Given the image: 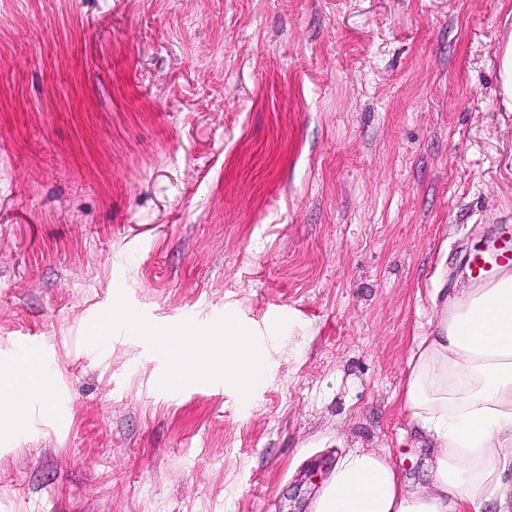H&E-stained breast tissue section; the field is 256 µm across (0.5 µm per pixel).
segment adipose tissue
Here are the masks:
<instances>
[{
	"label": "adipose tissue",
	"mask_w": 512,
	"mask_h": 512,
	"mask_svg": "<svg viewBox=\"0 0 512 512\" xmlns=\"http://www.w3.org/2000/svg\"><path fill=\"white\" fill-rule=\"evenodd\" d=\"M437 316L413 353L403 400L433 441L430 483L412 486L390 457L374 451L341 456L311 512H512V274L451 296L434 290ZM182 358L175 380L211 376L248 398L267 377L255 339L224 315V335L192 330L166 339Z\"/></svg>",
	"instance_id": "ef3b65f1"
}]
</instances>
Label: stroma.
I'll list each match as a JSON object with an SVG mask.
<instances>
[{"instance_id": "1", "label": "stroma", "mask_w": 512, "mask_h": 512, "mask_svg": "<svg viewBox=\"0 0 512 512\" xmlns=\"http://www.w3.org/2000/svg\"><path fill=\"white\" fill-rule=\"evenodd\" d=\"M512 0H0V512H310L337 459L429 484L402 392L436 288L512 221ZM172 334L266 382L159 388ZM165 341L173 355L184 359L181 370L168 381L210 377L216 366L224 364V382L247 399L266 380L267 364L259 355L255 338L237 329L231 312L224 315V341L189 329L179 336H166ZM33 355L30 353L28 347H23L15 351L10 357V363L12 364V370L3 371V374H7L11 383L8 387H2L0 391V422L6 420L16 425L19 421L20 403L19 399L14 390L15 388L19 391L25 390L27 387V397H47L52 391L51 384L46 382L44 378L36 377L31 380L28 385L30 374H31V361ZM31 405L32 402H25L24 409L22 411V418L19 421L20 426H26L28 421L31 419Z\"/></svg>"}]
</instances>
